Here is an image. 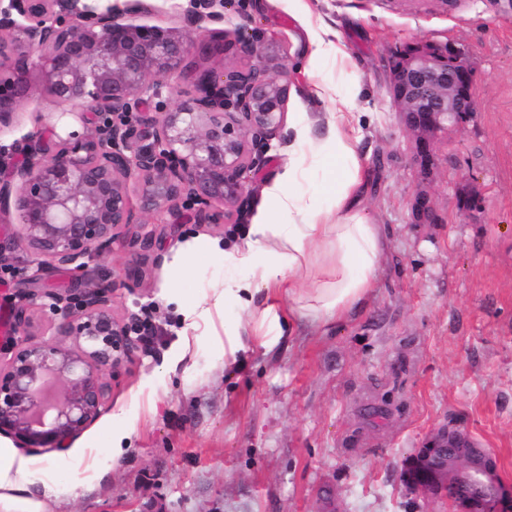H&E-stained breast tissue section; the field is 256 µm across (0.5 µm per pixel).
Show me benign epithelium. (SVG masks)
<instances>
[{
	"label": "benign epithelium",
	"instance_id": "obj_1",
	"mask_svg": "<svg viewBox=\"0 0 512 512\" xmlns=\"http://www.w3.org/2000/svg\"><path fill=\"white\" fill-rule=\"evenodd\" d=\"M224 0H190L199 32L224 21ZM155 16L153 24L131 20ZM168 17L147 0H122L96 11L86 0H0V128L12 124L36 87L68 106L81 129L54 141L28 135L22 160L0 177V210L14 208L15 229L0 240V267L24 248L36 256L13 324L21 343L0 363V434L21 448H64L108 408L111 385L139 346L133 322L114 315L115 285L77 281L45 291L44 276L79 275L91 257L115 246L148 252L156 231L135 209H185L197 224L242 217L251 193L248 171L265 164L264 147L282 128L291 91L288 65L271 73L262 48L236 39L251 63L217 72L205 66L226 40L199 42L195 55ZM190 82L188 100L143 112L162 96L161 78ZM390 90L412 135L414 158L433 169L435 134L465 124L475 112L476 77L460 50L430 43L405 48L390 69ZM418 223H431L424 194ZM53 300L50 326L73 344L27 338L29 310ZM470 436L440 431L407 459L404 480L427 498L448 499L451 512H512V483L492 456L477 458Z\"/></svg>",
	"mask_w": 512,
	"mask_h": 512
}]
</instances>
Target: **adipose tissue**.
<instances>
[{
	"label": "adipose tissue",
	"mask_w": 512,
	"mask_h": 512,
	"mask_svg": "<svg viewBox=\"0 0 512 512\" xmlns=\"http://www.w3.org/2000/svg\"><path fill=\"white\" fill-rule=\"evenodd\" d=\"M322 121L326 136L314 141L301 129L298 148L322 159L328 177L319 193L303 198L293 186L299 168L289 162L284 172L265 189L271 203L265 217L248 226L232 248L220 240L189 242L177 256L180 271L188 259L222 258L240 270V278L215 282L196 301L181 303L184 328L181 354L190 353L201 339L215 336L214 320L226 304L239 314L224 327V365L233 367L238 356L254 344L273 351L285 334L288 319L310 325L340 321L366 303L386 250L385 225L370 223L358 206L363 181L356 147L361 130L354 113L328 112ZM324 253L323 281L309 287L314 276L311 259ZM287 292L290 305L280 311L274 302ZM55 456L26 455L0 439V512H47L52 494L50 474L59 466Z\"/></svg>",
	"instance_id": "obj_1"
}]
</instances>
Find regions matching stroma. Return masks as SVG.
<instances>
[{
  "label": "stroma",
  "instance_id": "stroma-1",
  "mask_svg": "<svg viewBox=\"0 0 512 512\" xmlns=\"http://www.w3.org/2000/svg\"><path fill=\"white\" fill-rule=\"evenodd\" d=\"M336 30L344 60L313 59L310 32ZM227 38L238 33L273 58L287 57L292 89L281 132L253 174L244 222L190 224L139 214L165 227L145 259L114 248L91 262L112 280L139 266L136 288L116 287L121 318L150 320L112 383L108 409L70 445L52 475L59 496L49 512H448L410 489L403 465L448 421L512 481V0H224ZM462 49L477 77L476 108L460 129L439 133L437 165L422 173L389 92V67L406 46ZM312 69L318 85L304 74ZM353 102L367 172L360 205L388 230L387 250L368 305L341 322L296 321L282 349L251 346L238 368L205 342L178 360V298L200 297L231 276L199 262L189 277L174 264L186 241L233 246L267 211L264 187L281 172L294 124ZM62 109L35 89L12 130L13 142L46 129ZM477 197L466 207L458 190ZM433 223H416L417 193ZM127 432L113 467L93 460L108 431Z\"/></svg>",
  "mask_w": 512,
  "mask_h": 512
}]
</instances>
